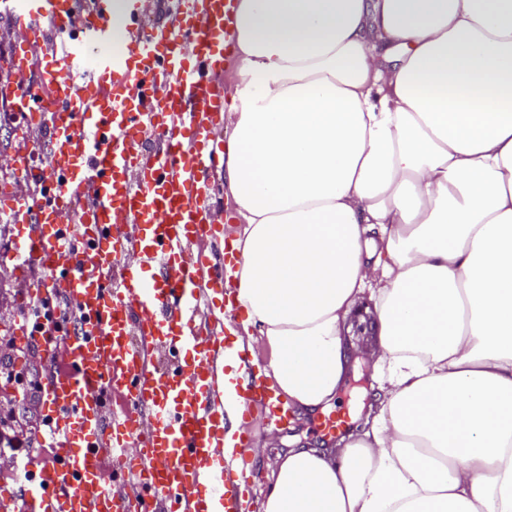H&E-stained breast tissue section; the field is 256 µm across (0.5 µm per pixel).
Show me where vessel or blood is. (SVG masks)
Instances as JSON below:
<instances>
[{
    "label": "vessel or blood",
    "instance_id": "b4317fda",
    "mask_svg": "<svg viewBox=\"0 0 512 512\" xmlns=\"http://www.w3.org/2000/svg\"><path fill=\"white\" fill-rule=\"evenodd\" d=\"M113 0H0L31 36L14 44L1 89L25 125L12 160L41 136L46 162L16 179L17 232L0 265L17 263L19 296L39 312L7 330L47 357L42 384L51 458L0 492V512H238L213 461L224 446V320H207V285L224 268V210L212 201L224 144V64L234 54L230 0H175L146 27L133 7L114 35ZM195 365L162 364L184 348ZM126 405L112 412V394ZM247 399L284 422L261 383ZM124 459L129 498L100 461Z\"/></svg>",
    "mask_w": 512,
    "mask_h": 512
}]
</instances>
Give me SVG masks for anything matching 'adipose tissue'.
Wrapping results in <instances>:
<instances>
[{
    "label": "adipose tissue",
    "mask_w": 512,
    "mask_h": 512,
    "mask_svg": "<svg viewBox=\"0 0 512 512\" xmlns=\"http://www.w3.org/2000/svg\"><path fill=\"white\" fill-rule=\"evenodd\" d=\"M225 221L237 345L298 420L373 305L379 398L276 434L260 512H512V0H234ZM225 459L245 399L224 357ZM369 362V363H368ZM370 364L373 370L372 377L374 375V369L372 363L368 359H361L358 363H354L353 368L351 369L349 373L348 380L338 395V399L336 402V408L332 409L331 411L325 413V414H317L316 416L312 417L309 416L305 422H296L292 423L290 420L292 417H290L287 413L288 420L286 423H284L282 426L278 427L279 435L286 436L290 439V441H297L299 442L297 446L304 445L306 447H321L320 444L322 442L324 443L323 447H328L331 444L336 442V438L340 437L339 434H347L349 431L348 428L351 427L352 424H358V419H356L360 412L361 408H359L358 411L355 410L354 404L352 401L356 399L358 394L362 389H365V385L362 383L363 378V371L362 366L363 365ZM367 391V390H366ZM341 410L343 413L347 414L348 417V424L343 433H335V434H327L324 431V427L322 425L321 420L328 416L329 414L333 413V415H336V411ZM338 436V437H337Z\"/></svg>",
    "instance_id": "obj_1"
}]
</instances>
